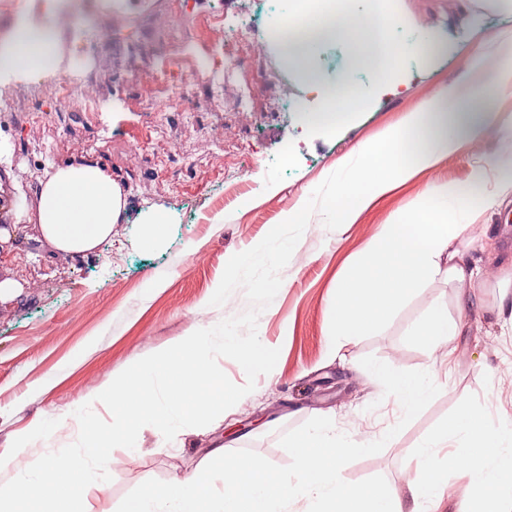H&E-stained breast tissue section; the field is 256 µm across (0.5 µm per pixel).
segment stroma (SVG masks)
Here are the masks:
<instances>
[{
    "label": "stroma",
    "mask_w": 512,
    "mask_h": 512,
    "mask_svg": "<svg viewBox=\"0 0 512 512\" xmlns=\"http://www.w3.org/2000/svg\"><path fill=\"white\" fill-rule=\"evenodd\" d=\"M123 25L84 55L85 26L69 23L59 38L58 72L84 61L99 111L75 102L69 111L39 113L51 97L49 81L0 80V142L11 151L0 163L27 194L45 170L77 161L99 163L122 187L126 220L94 254L63 259L30 224L19 225L0 249V279L19 282L0 300V455L46 417L61 422L45 440L20 451L25 464L75 442L78 406L91 404L110 419L98 395L127 367L172 346L200 328L246 311L236 289L219 307L209 301L236 253L257 245L297 210L327 176L372 144L418 102L444 83L465 81L467 59L492 56L497 36L512 31V0H378L379 12L399 17L388 46L422 41L408 58L406 83L373 97L359 112L326 121L324 96L339 85L355 88L374 80L355 66L353 38L318 43L307 65L294 63L279 38V19L290 0L268 12L264 0H180L182 36L159 25L173 0H101ZM248 25L262 55L249 46L253 69L271 73L250 112L238 109L237 89L211 97L210 30ZM181 64L167 73L169 58ZM150 73V81L139 78ZM206 102L203 112L183 111L184 95ZM504 134L493 131L463 154L444 156L436 170L402 184L363 211L358 220L330 230L313 214L272 303L258 318V337L279 349L275 368L259 376L255 390L224 413L219 424L180 430L173 440L143 431L138 451L117 448L110 481L84 492L85 512H116L121 500L149 479L192 475L218 448L250 449L274 464H289L280 436L316 416L332 417L337 432L353 441H375L400 425L393 397L360 361L373 355L401 370L435 373L439 394L392 443L346 465L341 477L358 482L384 476L409 499L410 453L465 396L477 395L493 417L512 421V197L488 203L473 180L477 164L502 153ZM446 182L456 206L470 218L453 242L464 261L484 271L474 293L480 303L461 307V283L437 276L426 281L379 329L332 353L329 300L382 225L407 218L433 180ZM163 210L170 222L152 236L145 220ZM434 303L465 330L431 351L411 336L413 325Z\"/></svg>",
    "instance_id": "stroma-1"
}]
</instances>
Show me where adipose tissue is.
I'll return each instance as SVG.
<instances>
[{"label": "adipose tissue", "mask_w": 512, "mask_h": 512, "mask_svg": "<svg viewBox=\"0 0 512 512\" xmlns=\"http://www.w3.org/2000/svg\"><path fill=\"white\" fill-rule=\"evenodd\" d=\"M40 3L48 22L20 18L0 27V74L25 80L56 74L61 5L59 0ZM393 24V16L376 17L365 8L342 12L304 34L291 35L290 54L302 58L318 42L350 36L365 51V67L379 72V84L392 85L399 78V67L388 63L385 42ZM489 80L501 97H511L512 62L491 75L483 57L472 58L467 83L445 84L434 97L383 130L363 154L361 170L370 176L365 189L348 195L333 209L336 223H355L379 198L419 173L435 169L443 156L461 152L489 129L511 136L512 111L475 109L469 104L476 89ZM448 196L446 184L430 183L424 202L411 212L407 223L383 225L374 236L370 249L351 268L331 301L332 349L341 350L345 342L377 329L425 279L440 273L450 280L463 279L465 269L449 250L463 229L462 212L448 207ZM36 200L32 207L19 201L6 213V221L38 225L42 237L65 257L99 250L111 238L114 224L124 220L127 206L120 185L94 162L51 167L38 182ZM463 329L462 323L449 319L445 308L433 305L413 334L437 350Z\"/></svg>", "instance_id": "ef3b65f1"}]
</instances>
